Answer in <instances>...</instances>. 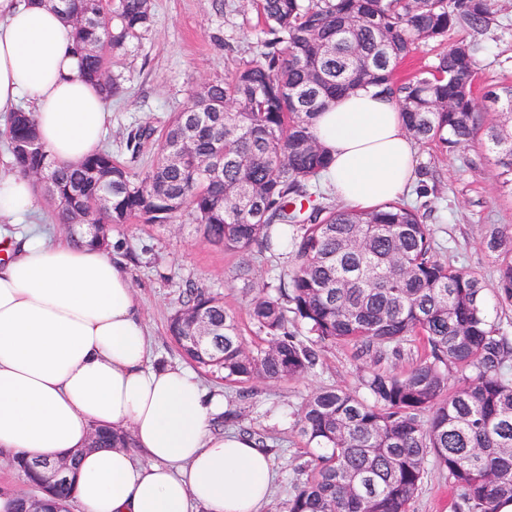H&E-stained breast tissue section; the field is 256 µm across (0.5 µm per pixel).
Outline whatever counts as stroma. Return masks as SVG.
<instances>
[{
    "label": "stroma",
    "instance_id": "1",
    "mask_svg": "<svg viewBox=\"0 0 512 512\" xmlns=\"http://www.w3.org/2000/svg\"><path fill=\"white\" fill-rule=\"evenodd\" d=\"M494 3L495 21L487 31L463 26L451 29L447 37L451 44L464 38L482 40L487 46L477 61L474 92L483 128L502 119L501 113L486 109V92L512 85V0ZM262 28L250 0H153L151 27L132 39L125 51L108 59L109 69L122 75L125 92L109 104L111 116L103 147L131 172H139L156 156L159 142L150 140L135 156L126 147L129 132L139 126L162 130L172 113L186 105L193 84L224 77L242 62L256 59ZM417 169V190L408 201L427 206V222L441 258L483 277L491 320L512 332V305L501 303L496 292L500 259L484 245L493 229H512V191L503 188L483 136H476L465 150L455 153L419 145ZM111 245L133 282L160 365L183 360L167 328L182 304L186 283L223 295L225 305L237 317L243 339L256 345L262 337L249 318L252 294L237 272L247 265L261 281L274 284L290 269L288 254L281 250L248 255L225 252L206 242L186 217L166 225L134 221L116 226ZM371 364L368 357L355 359L352 347L329 344L322 348L312 371L292 380L253 383L245 400L239 398L237 386L203 374L206 386L223 395L227 410L237 414L231 422L218 420V428L262 441L271 457L274 493L265 512H284L309 473L315 450L295 427L301 403L322 386L358 388ZM409 512H460L444 470L428 465Z\"/></svg>",
    "mask_w": 512,
    "mask_h": 512
}]
</instances>
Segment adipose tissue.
Instances as JSON below:
<instances>
[{
    "label": "adipose tissue",
    "instance_id": "1",
    "mask_svg": "<svg viewBox=\"0 0 512 512\" xmlns=\"http://www.w3.org/2000/svg\"><path fill=\"white\" fill-rule=\"evenodd\" d=\"M72 46L50 0H0V115L29 113L57 167L93 152L110 116ZM313 132L332 157L323 179L348 208L398 199L417 177L416 142L395 100L375 89L337 99ZM36 208L32 181L0 169V219ZM0 247V460L83 449L79 512H262L269 456L214 429L224 399L192 368L156 365L111 251L35 225ZM95 427L126 430L134 445L87 449Z\"/></svg>",
    "mask_w": 512,
    "mask_h": 512
}]
</instances>
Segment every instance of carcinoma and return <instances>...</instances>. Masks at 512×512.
Here are the masks:
<instances>
[{"label": "carcinoma", "mask_w": 512, "mask_h": 512, "mask_svg": "<svg viewBox=\"0 0 512 512\" xmlns=\"http://www.w3.org/2000/svg\"><path fill=\"white\" fill-rule=\"evenodd\" d=\"M61 2L86 75L107 99L118 96L122 78L109 71L107 56L149 28L150 0H116L108 8L101 0ZM253 3L267 27L260 59L193 86L140 172L106 149L71 168L52 167L22 111L6 119L0 136L33 140L36 148L10 150L12 165L44 185L63 223L91 225V241L106 247L114 225L174 224L185 214L205 241L231 253L255 246L272 252L291 235L288 281L277 296L256 284L250 303L264 345L248 346L224 298L192 284L170 318L168 332L182 355L227 382L302 376L328 343L381 360L422 339L424 354L408 370L371 369L360 393L321 387L302 402L296 426L319 453L287 512H408L431 458L467 512H500L512 503V336L489 320L482 277L438 257L419 208L400 199L372 211L336 210L312 192L330 164L313 122L357 87L395 98L419 143L450 153L470 143L478 130L482 43L461 41L410 79L398 81L395 72L419 44L441 42L457 25L488 26L493 0ZM485 99L497 112L512 111V86ZM486 144L512 190V130L489 128ZM486 247L504 254L497 288L512 305V230L492 231ZM199 318L210 329L204 342L190 338ZM97 445L134 447L129 434L101 429ZM41 465L14 461L34 485ZM75 466L73 456L69 478L49 491L44 512L66 510Z\"/></svg>", "instance_id": "carcinoma-1"}]
</instances>
